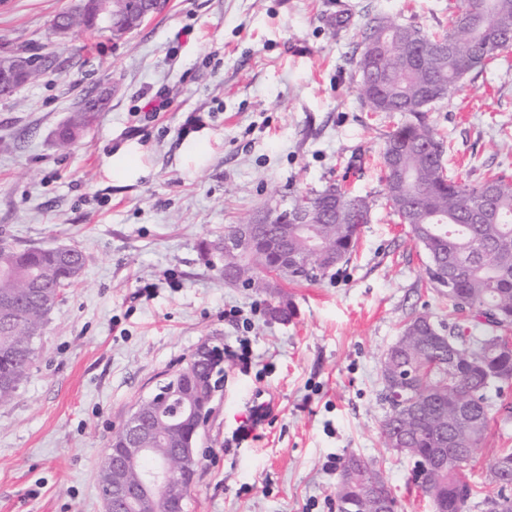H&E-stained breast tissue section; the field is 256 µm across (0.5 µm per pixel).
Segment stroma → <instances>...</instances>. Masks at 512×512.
Segmentation results:
<instances>
[{
    "mask_svg": "<svg viewBox=\"0 0 512 512\" xmlns=\"http://www.w3.org/2000/svg\"><path fill=\"white\" fill-rule=\"evenodd\" d=\"M77 4L0 0V54L45 62L0 96V236L85 256L18 397L0 405V512H104L100 467L130 412L200 346L243 338L252 365L224 364L186 512H336L331 461L351 453L375 464L398 512H432L413 460L383 446L380 358L412 315L447 319L448 301L383 196L381 149L405 117L362 104L351 60L366 18L441 33L461 0H168L125 39L56 38L54 18ZM89 92L106 97L96 123L60 146ZM161 94L172 105L155 118L146 103ZM426 120L460 180L512 175V47ZM130 146L144 175L113 179ZM330 185L368 197L370 222L349 263L282 282L291 320L270 316L269 296L225 286L201 253L225 225ZM262 402L267 422L235 442Z\"/></svg>",
    "mask_w": 512,
    "mask_h": 512,
    "instance_id": "stroma-1",
    "label": "stroma"
}]
</instances>
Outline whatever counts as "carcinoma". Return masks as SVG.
<instances>
[{
    "mask_svg": "<svg viewBox=\"0 0 512 512\" xmlns=\"http://www.w3.org/2000/svg\"><path fill=\"white\" fill-rule=\"evenodd\" d=\"M361 48L355 59L359 76L357 93L372 112H401L414 117L389 132L381 151L384 195L390 210L410 225L414 242L426 253V275L448 298L451 314L469 313L463 321L444 323L427 314L411 317L381 362V399L388 412L381 423L385 447L394 448L396 436L406 455L423 467L419 486L435 512H512V486L488 474L481 485L462 479L460 471L472 462L485 440L491 413L507 422L512 401L504 389L512 386V177L496 173L478 184L458 180L444 164V142L426 123L423 113L442 101L452 88L482 67L497 51L512 44V0H462L448 21V31L428 34L421 28L375 15L357 29ZM448 40V58L431 55L418 63L424 45L435 38ZM96 103L84 99L57 137L65 147L95 119ZM493 183L497 192L480 222H475L470 202ZM336 205L322 221L301 226L275 222L268 225L250 250L224 256V285L268 294L274 285L267 278L283 257L309 264L300 275L288 268V280H312L329 270L324 255L336 254L338 263L349 262L357 247L360 227L369 223L371 202L330 185L296 197L288 215L316 212L326 198ZM317 239L321 252L312 251ZM85 264L79 250L63 254L53 248L23 251L0 239V305L10 309L0 319V404L14 400L28 377L35 357V339L60 301V289L78 283ZM448 274L447 288L438 274ZM271 315L288 320L293 302L283 294L269 305ZM481 328L474 336L470 328ZM454 372H448V362ZM179 397L164 409H148V420L164 429L163 421L179 404L190 401L210 407V387L203 369L183 367ZM410 375L409 396L427 402L420 410L410 403L398 407L390 399V384L402 373ZM498 401L491 402L490 392ZM187 422L173 440L147 439L154 449L141 469L149 472L162 464L166 450L177 448L195 433ZM380 472L354 454L340 470L336 492L339 512H364L359 481Z\"/></svg>",
    "mask_w": 512,
    "mask_h": 512,
    "instance_id": "carcinoma-1",
    "label": "carcinoma"
}]
</instances>
